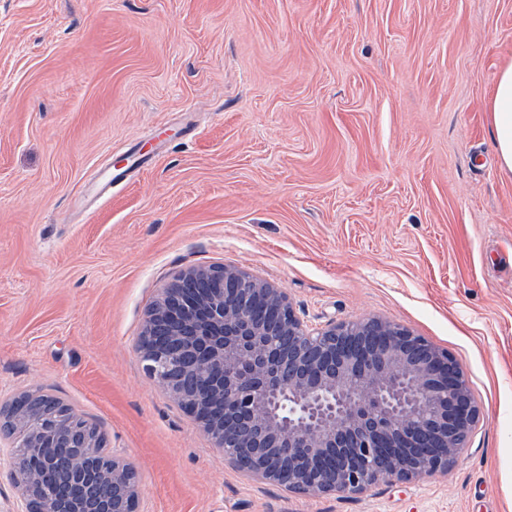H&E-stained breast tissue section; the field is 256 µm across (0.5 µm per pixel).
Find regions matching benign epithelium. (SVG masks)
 <instances>
[{
  "mask_svg": "<svg viewBox=\"0 0 512 512\" xmlns=\"http://www.w3.org/2000/svg\"><path fill=\"white\" fill-rule=\"evenodd\" d=\"M148 376L245 476L309 497L361 495L445 472L480 409L456 358L402 324L368 318L312 327L287 294L238 266L190 267L148 309ZM15 408L10 479L28 512H137L133 464L97 465L79 416Z\"/></svg>",
  "mask_w": 512,
  "mask_h": 512,
  "instance_id": "benign-epithelium-1",
  "label": "benign epithelium"
}]
</instances>
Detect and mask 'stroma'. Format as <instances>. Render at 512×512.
Listing matches in <instances>:
<instances>
[{
	"instance_id": "obj_1",
	"label": "stroma",
	"mask_w": 512,
	"mask_h": 512,
	"mask_svg": "<svg viewBox=\"0 0 512 512\" xmlns=\"http://www.w3.org/2000/svg\"><path fill=\"white\" fill-rule=\"evenodd\" d=\"M511 61L512 0H0V405L99 422L138 512H512ZM221 265L452 353L481 415L448 474L305 497L225 464L138 354ZM488 108L501 169L512 176V62L497 72Z\"/></svg>"
}]
</instances>
